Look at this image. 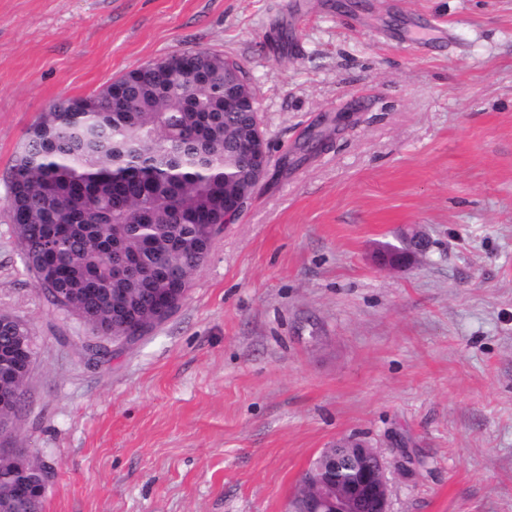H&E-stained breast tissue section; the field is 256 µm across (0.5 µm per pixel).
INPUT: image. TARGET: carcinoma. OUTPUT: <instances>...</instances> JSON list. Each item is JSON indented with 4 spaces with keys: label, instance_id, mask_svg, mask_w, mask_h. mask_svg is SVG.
<instances>
[{
    "label": "carcinoma",
    "instance_id": "obj_1",
    "mask_svg": "<svg viewBox=\"0 0 512 512\" xmlns=\"http://www.w3.org/2000/svg\"><path fill=\"white\" fill-rule=\"evenodd\" d=\"M226 57L189 50L61 98L30 126L4 180L26 270L53 308L98 336L136 333L189 285L224 230V196L246 179L238 141L255 101L224 106ZM136 272L117 276L112 244ZM25 320L0 318V415L15 412L35 358Z\"/></svg>",
    "mask_w": 512,
    "mask_h": 512
}]
</instances>
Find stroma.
I'll list each match as a JSON object with an SVG mask.
<instances>
[{
	"mask_svg": "<svg viewBox=\"0 0 512 512\" xmlns=\"http://www.w3.org/2000/svg\"><path fill=\"white\" fill-rule=\"evenodd\" d=\"M187 49L242 65L270 175L166 321L95 364L0 209L42 512H286L350 435L392 512H512V0H0V198L53 101ZM402 233L425 253L379 266Z\"/></svg>",
	"mask_w": 512,
	"mask_h": 512,
	"instance_id": "35a3bbf8",
	"label": "stroma"
}]
</instances>
